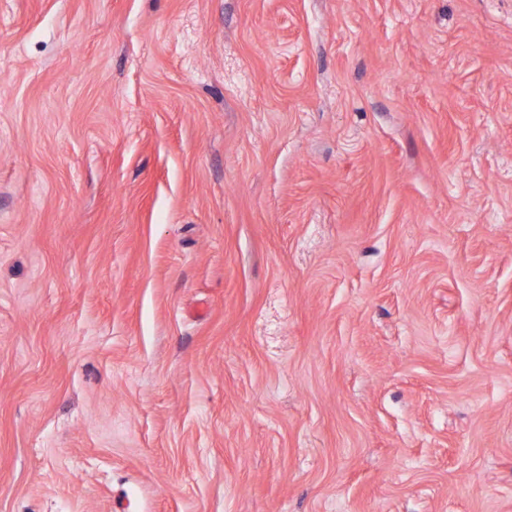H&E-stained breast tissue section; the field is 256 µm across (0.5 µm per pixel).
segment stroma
<instances>
[{"mask_svg": "<svg viewBox=\"0 0 512 512\" xmlns=\"http://www.w3.org/2000/svg\"><path fill=\"white\" fill-rule=\"evenodd\" d=\"M0 512H512V0H0Z\"/></svg>", "mask_w": 512, "mask_h": 512, "instance_id": "1", "label": "stroma"}]
</instances>
